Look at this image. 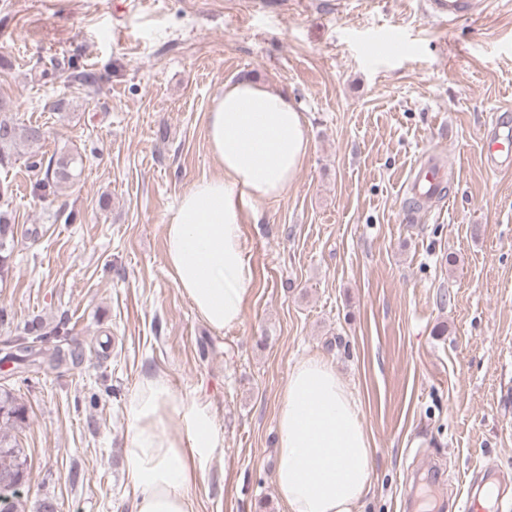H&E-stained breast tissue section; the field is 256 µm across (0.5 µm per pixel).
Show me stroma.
I'll use <instances>...</instances> for the list:
<instances>
[{
    "mask_svg": "<svg viewBox=\"0 0 512 512\" xmlns=\"http://www.w3.org/2000/svg\"><path fill=\"white\" fill-rule=\"evenodd\" d=\"M243 76L293 100L310 148L244 225L251 292L241 324L215 332L168 273L165 219L219 174L206 116ZM0 98L44 131L0 164L16 229L0 385L26 409L25 512L44 498L56 512H132L129 396L157 375L224 434L192 490L197 512H284L279 394L312 356L360 406L362 512H407L425 455L445 470L443 486L421 487L432 499L467 493L491 465L512 512V170L485 158L494 113L512 109V0H477L453 22L430 0H0ZM64 153L81 155L80 182L34 197L30 157ZM433 159L452 188L409 211L404 181ZM31 325L81 362L4 361Z\"/></svg>",
    "mask_w": 512,
    "mask_h": 512,
    "instance_id": "stroma-1",
    "label": "stroma"
}]
</instances>
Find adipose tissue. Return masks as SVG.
Here are the masks:
<instances>
[{
    "mask_svg": "<svg viewBox=\"0 0 512 512\" xmlns=\"http://www.w3.org/2000/svg\"><path fill=\"white\" fill-rule=\"evenodd\" d=\"M206 137L222 173L195 181L170 212L166 264L197 314L221 331L242 322L253 281L243 226L257 203L287 192L309 140L293 101L251 78L225 83L214 97ZM128 418L132 512H195L191 490L223 454L211 410L152 376L134 388ZM276 427L273 481L287 512H358L370 490L371 444L332 362L309 357L289 369Z\"/></svg>",
    "mask_w": 512,
    "mask_h": 512,
    "instance_id": "obj_1",
    "label": "adipose tissue"
}]
</instances>
